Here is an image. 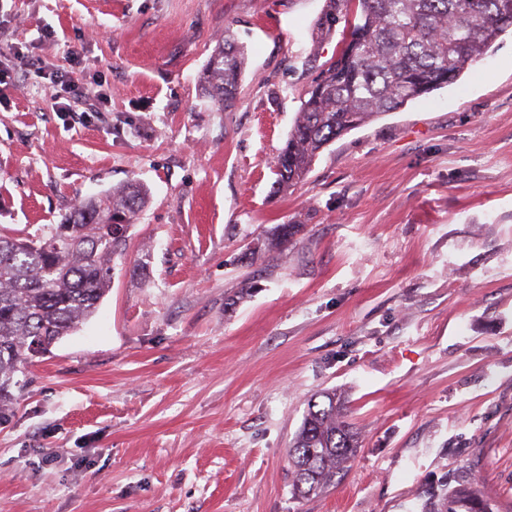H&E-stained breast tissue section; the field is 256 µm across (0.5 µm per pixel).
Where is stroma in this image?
I'll return each mask as SVG.
<instances>
[{
  "label": "stroma",
  "mask_w": 512,
  "mask_h": 512,
  "mask_svg": "<svg viewBox=\"0 0 512 512\" xmlns=\"http://www.w3.org/2000/svg\"><path fill=\"white\" fill-rule=\"evenodd\" d=\"M323 5L0 0V231L149 190L96 314L0 419V512H421L423 485L464 471L512 512V32L278 193L337 49L312 40ZM228 30L248 57L220 112L198 75ZM278 224L301 231L267 248ZM327 389L362 446L297 498L289 444Z\"/></svg>",
  "instance_id": "35a3bbf8"
}]
</instances>
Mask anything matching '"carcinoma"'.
<instances>
[{
    "instance_id": "carcinoma-1",
    "label": "carcinoma",
    "mask_w": 512,
    "mask_h": 512,
    "mask_svg": "<svg viewBox=\"0 0 512 512\" xmlns=\"http://www.w3.org/2000/svg\"><path fill=\"white\" fill-rule=\"evenodd\" d=\"M512 28V0H325L314 23L321 43L340 35L336 55L315 66L300 110L275 160L280 192L305 180L328 145L407 103L455 83ZM246 48L230 28L199 76L217 110L230 107ZM148 199L137 182L79 201L41 235L0 234V415L12 408L33 348L47 352L96 312L123 255L131 226ZM109 224L122 226L110 234ZM298 224H277L269 245L282 248ZM345 396L332 389L308 404L288 448L293 494L325 492L355 458L358 431ZM483 500L474 479L423 491L422 512H473Z\"/></svg>"
}]
</instances>
